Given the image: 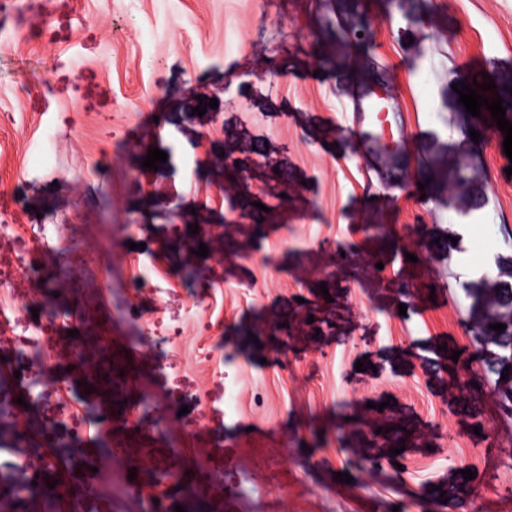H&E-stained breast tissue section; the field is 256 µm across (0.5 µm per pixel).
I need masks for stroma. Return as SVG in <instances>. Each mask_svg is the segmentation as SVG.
I'll list each match as a JSON object with an SVG mask.
<instances>
[{
	"label": "stroma",
	"mask_w": 512,
	"mask_h": 512,
	"mask_svg": "<svg viewBox=\"0 0 512 512\" xmlns=\"http://www.w3.org/2000/svg\"><path fill=\"white\" fill-rule=\"evenodd\" d=\"M342 2L0 0L16 33L0 41V113L12 116L0 124V512L56 495L36 430L56 441L59 473L91 486L84 512H141L135 487L197 471L211 495L170 484L155 512H412L417 499L512 512L496 497L512 458V160L454 89L483 72L512 108V0ZM370 75L417 135L391 185L350 119L349 85ZM202 97L219 105L199 117ZM49 132L46 171L35 155ZM153 147L167 159L149 170ZM224 156L263 171L235 191L247 233L221 243L188 227L228 218ZM266 181L286 195L267 212ZM465 217L492 280L471 276L451 242ZM41 222L59 227L58 257L43 255ZM332 248L344 262L330 264ZM149 256L162 290L131 295ZM191 305L199 317L174 346L144 335L141 319ZM35 320L49 358L17 361ZM74 329L93 360L118 350L111 386L63 350ZM463 365L477 382L465 391L451 385ZM34 371L46 395L27 408L19 376Z\"/></svg>",
	"instance_id": "obj_1"
}]
</instances>
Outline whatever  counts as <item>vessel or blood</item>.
<instances>
[{
    "label": "vessel or blood",
    "mask_w": 512,
    "mask_h": 512,
    "mask_svg": "<svg viewBox=\"0 0 512 512\" xmlns=\"http://www.w3.org/2000/svg\"><path fill=\"white\" fill-rule=\"evenodd\" d=\"M351 96L352 117L362 131L363 143L371 145L374 153L400 159L414 135L398 123L388 106L386 91L376 82L368 81L356 85Z\"/></svg>",
    "instance_id": "vessel-or-blood-1"
}]
</instances>
